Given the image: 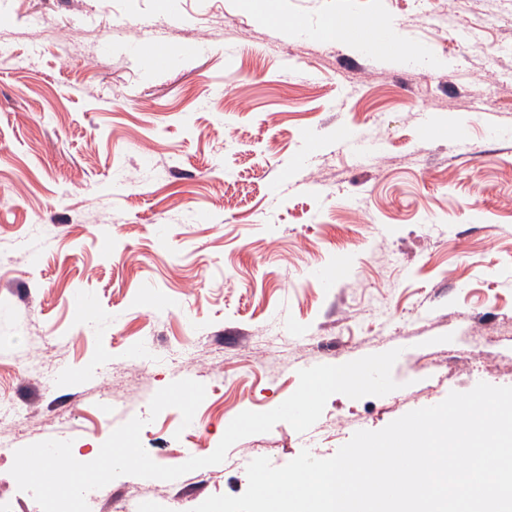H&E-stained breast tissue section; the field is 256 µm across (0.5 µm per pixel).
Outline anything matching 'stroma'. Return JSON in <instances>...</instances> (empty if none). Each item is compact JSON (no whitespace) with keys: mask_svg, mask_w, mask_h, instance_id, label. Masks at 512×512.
Returning <instances> with one entry per match:
<instances>
[{"mask_svg":"<svg viewBox=\"0 0 512 512\" xmlns=\"http://www.w3.org/2000/svg\"><path fill=\"white\" fill-rule=\"evenodd\" d=\"M0 0V423L18 449L101 447L131 418L158 464L210 455L241 412L299 370L397 348V390L332 395L304 441L288 423L176 480L125 475L131 498L192 512L238 496L258 457L336 454L478 382L512 386V0ZM392 20L401 53L321 37L336 13ZM150 24L172 56L155 70ZM194 42L196 55L183 57ZM443 66L424 70L408 51ZM466 120L465 138L427 129ZM347 128L374 146L352 153ZM350 273L328 283L336 263ZM168 296L169 306L153 303ZM86 296L95 312L82 316ZM153 359H137L141 336ZM30 360L40 377L22 370ZM202 383L190 425L150 417L173 381Z\"/></svg>","mask_w":512,"mask_h":512,"instance_id":"obj_1","label":"stroma"}]
</instances>
